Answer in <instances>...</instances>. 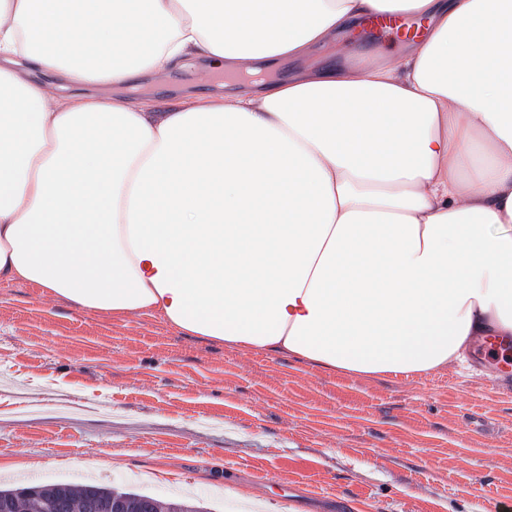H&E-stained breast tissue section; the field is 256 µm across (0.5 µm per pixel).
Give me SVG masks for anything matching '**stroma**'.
<instances>
[{"instance_id": "35a3bbf8", "label": "stroma", "mask_w": 512, "mask_h": 512, "mask_svg": "<svg viewBox=\"0 0 512 512\" xmlns=\"http://www.w3.org/2000/svg\"><path fill=\"white\" fill-rule=\"evenodd\" d=\"M199 69L124 89L165 108ZM496 355L357 379L114 319L0 280V488L86 481L204 512H512V392ZM84 462L81 470L69 468Z\"/></svg>"}]
</instances>
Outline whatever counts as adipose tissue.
<instances>
[{"instance_id":"1","label":"adipose tissue","mask_w":512,"mask_h":512,"mask_svg":"<svg viewBox=\"0 0 512 512\" xmlns=\"http://www.w3.org/2000/svg\"><path fill=\"white\" fill-rule=\"evenodd\" d=\"M382 13L425 38L161 112L107 93ZM1 279L360 379L511 337L512 0H0Z\"/></svg>"}]
</instances>
